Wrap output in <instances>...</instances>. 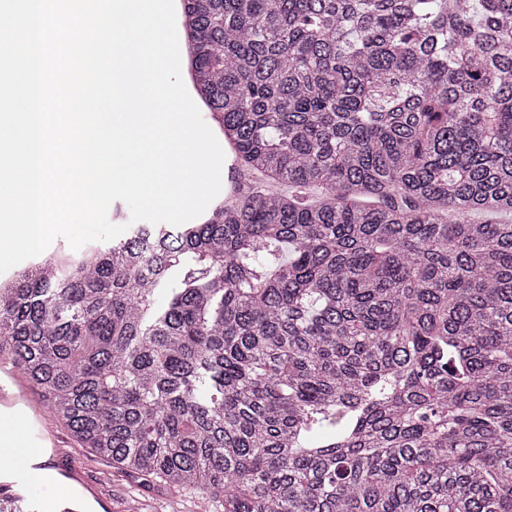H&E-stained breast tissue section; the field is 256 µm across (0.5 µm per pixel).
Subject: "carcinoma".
<instances>
[{"label":"carcinoma","instance_id":"obj_1","mask_svg":"<svg viewBox=\"0 0 512 512\" xmlns=\"http://www.w3.org/2000/svg\"><path fill=\"white\" fill-rule=\"evenodd\" d=\"M180 8L197 100L281 190L28 264L0 356L213 512H512V0Z\"/></svg>","mask_w":512,"mask_h":512}]
</instances>
